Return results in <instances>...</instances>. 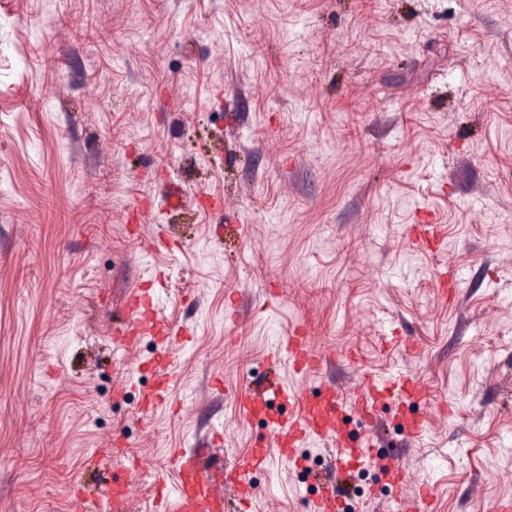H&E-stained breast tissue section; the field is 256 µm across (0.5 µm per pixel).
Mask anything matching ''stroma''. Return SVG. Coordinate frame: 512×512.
Wrapping results in <instances>:
<instances>
[{"label":"stroma","instance_id":"1","mask_svg":"<svg viewBox=\"0 0 512 512\" xmlns=\"http://www.w3.org/2000/svg\"><path fill=\"white\" fill-rule=\"evenodd\" d=\"M138 294L181 340L131 336ZM396 371L427 399L366 419ZM274 372L372 438L355 512L512 503V0H0V512H155L176 451L295 413L240 408ZM295 458L251 512H316L331 450ZM288 358L301 371L309 370L322 361V356L309 349L305 336H288L284 345ZM385 394L396 396L397 400H424L427 394L415 380L402 374H393L385 380L377 377H366L359 391L357 400L362 406H372Z\"/></svg>","mask_w":512,"mask_h":512}]
</instances>
